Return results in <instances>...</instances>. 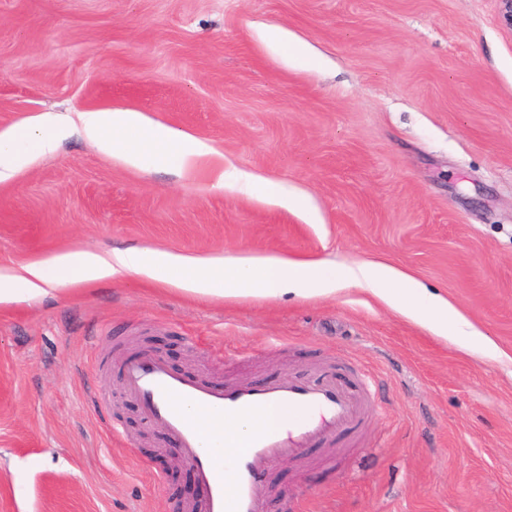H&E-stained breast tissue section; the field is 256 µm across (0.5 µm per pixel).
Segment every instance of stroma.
<instances>
[{"mask_svg":"<svg viewBox=\"0 0 512 512\" xmlns=\"http://www.w3.org/2000/svg\"><path fill=\"white\" fill-rule=\"evenodd\" d=\"M278 28L310 62L263 42ZM129 108L314 217L133 169L79 132L0 182V274L75 248L378 262L496 345L359 288L202 298L136 275L0 303V512H177L202 487L122 390L146 352L221 387L366 374L356 434L264 475L268 512H512V30L499 0H0V131Z\"/></svg>","mask_w":512,"mask_h":512,"instance_id":"stroma-1","label":"stroma"}]
</instances>
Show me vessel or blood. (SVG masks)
<instances>
[{
    "label": "vessel or blood",
    "instance_id": "obj_1",
    "mask_svg": "<svg viewBox=\"0 0 512 512\" xmlns=\"http://www.w3.org/2000/svg\"><path fill=\"white\" fill-rule=\"evenodd\" d=\"M121 373L124 392L162 435L177 441L207 488L208 512H266L263 473L305 448L355 432L369 403L364 383L334 367L321 368L313 381L288 376L261 385L215 387L173 372L160 358L145 354L126 359ZM276 408L287 411L286 424H265L266 414ZM244 417L259 425L244 444L229 446L231 465L221 468L203 449V428L212 425L211 437L220 444L224 431L216 427V419L229 426Z\"/></svg>",
    "mask_w": 512,
    "mask_h": 512
}]
</instances>
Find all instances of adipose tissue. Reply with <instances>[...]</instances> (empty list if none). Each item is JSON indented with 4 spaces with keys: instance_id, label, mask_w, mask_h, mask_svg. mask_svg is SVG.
<instances>
[{
    "instance_id": "adipose-tissue-1",
    "label": "adipose tissue",
    "mask_w": 512,
    "mask_h": 512,
    "mask_svg": "<svg viewBox=\"0 0 512 512\" xmlns=\"http://www.w3.org/2000/svg\"><path fill=\"white\" fill-rule=\"evenodd\" d=\"M82 132L103 152L129 166L173 165L183 169L202 164L215 172V188L251 191L258 177L240 172L227 175L224 161L208 143L153 122L131 109L86 112ZM67 131L55 115L45 114L0 132V182L11 179L30 159L29 150L52 151ZM134 273L175 287L187 294L222 298H266L330 295L343 287H358L429 324L438 333L463 339L468 346L495 353V346L457 308L429 293L408 274L383 263L348 265L321 260L307 262L280 257H200L168 250L129 247L108 251L74 249L30 263L20 273L0 275V302L17 296L35 298L60 286L95 283Z\"/></svg>"
}]
</instances>
